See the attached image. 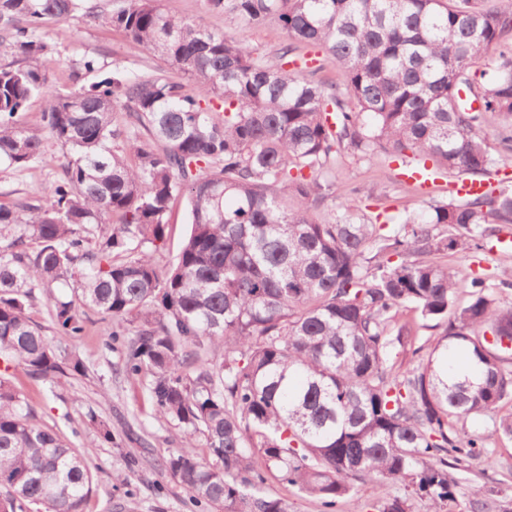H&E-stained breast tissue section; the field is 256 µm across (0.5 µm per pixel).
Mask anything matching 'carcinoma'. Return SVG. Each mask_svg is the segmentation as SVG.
<instances>
[{"mask_svg":"<svg viewBox=\"0 0 512 512\" xmlns=\"http://www.w3.org/2000/svg\"><path fill=\"white\" fill-rule=\"evenodd\" d=\"M113 2L106 12L91 0H0V53L13 57L0 64V165L49 166L48 139L67 154L49 192L0 204V358L44 380L83 373L27 314L35 289L73 288L76 301L50 298L58 340L84 332L81 306L111 320L125 373L147 380L157 414L180 431L161 469L197 506L293 512L266 491L273 478L324 512L360 482L379 487L377 512H411L414 497L447 512L450 471L492 460L464 423L488 417L512 439L501 360L512 307L426 257L479 248L489 225L512 224V190L434 200L384 233L331 162L346 149L478 176L511 158L512 0H206L275 23L283 40L271 54L161 0ZM75 18L146 59L115 60L87 89L54 87L59 52L44 28ZM301 43L332 56L344 83L299 66ZM34 97L43 112L24 124ZM489 116L493 142L480 133ZM182 198L191 229L162 269L143 247L164 242ZM328 198L336 214L320 219ZM408 308L440 338L396 371L394 350L415 340L398 320ZM92 483L79 451L1 378L0 512H83ZM472 495L473 512H509Z\"/></svg>","mask_w":512,"mask_h":512,"instance_id":"obj_1","label":"carcinoma"}]
</instances>
